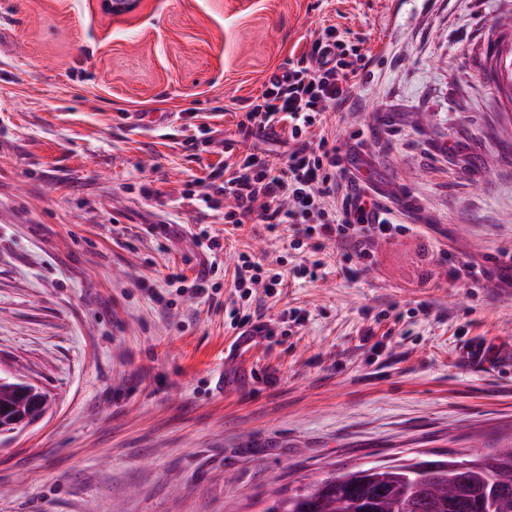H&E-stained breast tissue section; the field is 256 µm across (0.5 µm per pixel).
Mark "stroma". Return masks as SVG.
<instances>
[{
	"label": "stroma",
	"mask_w": 512,
	"mask_h": 512,
	"mask_svg": "<svg viewBox=\"0 0 512 512\" xmlns=\"http://www.w3.org/2000/svg\"><path fill=\"white\" fill-rule=\"evenodd\" d=\"M512 0H0V372L50 395L0 438V512H262L333 471L512 433ZM362 68L329 129L405 233L347 269L198 202L238 124L322 28ZM132 112L169 113L134 125ZM495 161L486 173L479 158ZM219 239L210 252L201 235ZM257 290L229 315L240 253ZM484 268L471 282L449 259ZM216 260L214 298L195 295ZM321 260L317 280L295 269ZM281 283L282 277L279 273L264 269L259 262L252 260V257L245 252L239 254L234 288L240 293L241 298L249 299L252 294L251 288H256L258 285H263L270 292Z\"/></svg>",
	"instance_id": "1"
}]
</instances>
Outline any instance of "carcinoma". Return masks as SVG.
Returning <instances> with one entry per match:
<instances>
[{"mask_svg": "<svg viewBox=\"0 0 512 512\" xmlns=\"http://www.w3.org/2000/svg\"><path fill=\"white\" fill-rule=\"evenodd\" d=\"M39 408L13 381L0 384V424L35 415ZM265 512H512V440L443 469H416L398 458L378 470L363 466L330 474Z\"/></svg>", "mask_w": 512, "mask_h": 512, "instance_id": "1", "label": "carcinoma"}]
</instances>
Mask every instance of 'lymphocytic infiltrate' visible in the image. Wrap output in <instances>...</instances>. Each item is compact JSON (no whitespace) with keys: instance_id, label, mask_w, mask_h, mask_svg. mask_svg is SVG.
Masks as SVG:
<instances>
[{"instance_id":"f902f5d3","label":"lymphocytic infiltrate","mask_w":512,"mask_h":512,"mask_svg":"<svg viewBox=\"0 0 512 512\" xmlns=\"http://www.w3.org/2000/svg\"><path fill=\"white\" fill-rule=\"evenodd\" d=\"M360 74L330 26L269 82L239 130L247 137L280 130L288 156L278 165L267 153L253 150L229 166L214 188L215 195L234 202L224 213L225 223L300 224L305 236L344 244L362 258L369 257L374 237L405 232V225L354 191L336 147L323 134L328 115L355 108ZM281 283L280 274L264 269L249 254L239 255L234 286L241 298H250L256 286L271 290Z\"/></svg>"}]
</instances>
